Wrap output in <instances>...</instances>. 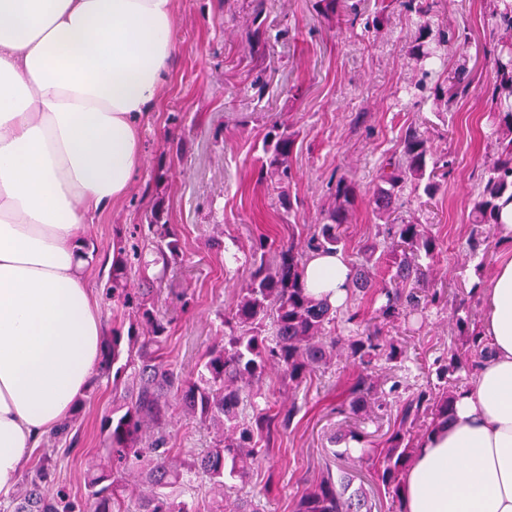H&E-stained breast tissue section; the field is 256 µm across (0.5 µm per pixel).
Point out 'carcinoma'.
Listing matches in <instances>:
<instances>
[{
  "label": "carcinoma",
  "mask_w": 512,
  "mask_h": 512,
  "mask_svg": "<svg viewBox=\"0 0 512 512\" xmlns=\"http://www.w3.org/2000/svg\"><path fill=\"white\" fill-rule=\"evenodd\" d=\"M487 19L496 36L492 54L493 78L484 89L490 100V119L496 132V151L485 163L471 209L472 254L483 242L485 227L501 232L504 210L512 205V0H490ZM440 0H381L377 24L395 12L415 15L416 29L407 53L416 60L406 92L412 104H431L442 114L467 96L473 82L466 62L448 65V51L468 42L467 32L432 27L439 16ZM295 134L274 123L263 137L262 161L257 181L286 185L292 178L291 157ZM449 161L435 157L429 139L408 125L398 149L384 159L380 185L373 197L374 211L389 219L405 189L423 190L433 197L439 178L449 174ZM331 203L321 220L309 228V237L289 240L274 260L267 258L268 239H256L249 251L250 274L235 307L224 314V336L206 352L196 372L185 375L165 359L162 350L169 321L155 305L154 277L181 261L182 245L166 219L164 197L158 195L140 228L139 242L117 246V255L105 288V300L127 310V336L114 331L104 338L98 375L112 381V391L122 394V405L103 421L105 463L87 475L86 492L78 497L55 480L53 449H43L31 477L0 512H199V485L203 480L219 499L210 512H262L260 503L244 498L229 501L225 477L245 482L265 449L259 447L276 416L271 407L253 404L252 415L242 414L243 400H253L269 370L283 382L298 387L308 375L327 369L344 354L367 367L374 360L398 363L404 350L388 339L384 329L415 314L424 315L448 306L442 288L423 287L430 265L440 251L438 238L417 221L391 223L387 252L371 246L354 272L346 304L374 286L373 270L388 261V282L375 290L382 303L379 322L336 333L339 309L310 295L304 287V268L310 253L335 252L343 243L356 197V181L346 175L331 178ZM453 343L434 358L435 379L416 388L400 404L396 424L382 443L361 449L358 461L368 467L393 508L404 512L402 487L412 466L419 441L454 416V404L464 380L477 371L489 347L481 338L477 315L461 300L454 309ZM351 414L370 416L386 404L380 384L366 371L359 372L344 391ZM181 409L202 426H218L214 445L182 458L168 447L175 410ZM294 512H374V505L351 479L333 474L325 466L320 479L301 493Z\"/></svg>",
  "instance_id": "1"
}]
</instances>
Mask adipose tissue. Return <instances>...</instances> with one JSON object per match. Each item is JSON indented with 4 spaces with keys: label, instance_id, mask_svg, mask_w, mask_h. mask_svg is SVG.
<instances>
[{
    "label": "adipose tissue",
    "instance_id": "ef3b65f1",
    "mask_svg": "<svg viewBox=\"0 0 512 512\" xmlns=\"http://www.w3.org/2000/svg\"><path fill=\"white\" fill-rule=\"evenodd\" d=\"M174 0H0V499L88 389L104 336L82 228L129 193L176 50ZM342 252L305 286L344 304ZM490 354L419 444L406 512H512V257L482 293Z\"/></svg>",
    "mask_w": 512,
    "mask_h": 512
}]
</instances>
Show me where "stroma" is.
Here are the masks:
<instances>
[{
  "instance_id": "1",
  "label": "stroma",
  "mask_w": 512,
  "mask_h": 512,
  "mask_svg": "<svg viewBox=\"0 0 512 512\" xmlns=\"http://www.w3.org/2000/svg\"><path fill=\"white\" fill-rule=\"evenodd\" d=\"M314 3L264 0L268 42L259 58L247 40L254 0H174L177 50L143 133L144 165L128 196L83 229L96 249L86 272L100 291L118 233L143 223L154 173L165 165L167 218L180 235L184 256L169 271L156 304L171 321L164 354L183 372L196 371L218 340L217 313L235 306L249 275L246 257L254 240L263 234L282 245L293 224L317 223L333 173H352L358 184L352 221L344 227L350 265L359 264L366 247L382 244L387 226L371 203L376 175L409 123L419 126L436 154L452 162L431 203L407 191L397 211L438 237L441 252L433 269L449 284L451 300L467 297L476 278H491L512 252L493 235L482 262L470 257L469 213L495 144L485 95L470 93L443 117L428 108L416 110L404 91L415 67L406 53L410 23L394 15L380 30L369 29L373 10L364 0H346L347 11L329 23ZM487 10L485 0L441 2L442 20L470 32L468 53L477 60L482 83L491 77L485 58L491 47ZM259 78L267 84L260 97L253 90ZM276 122L297 135L289 212L270 185L256 181L263 135ZM452 315L449 308L431 311L388 330V338L401 343L406 354L400 364L372 362L369 370L382 389L397 382L407 391L425 382L428 366L451 341ZM357 371L342 356L293 391L277 372L267 375L258 402L271 405L279 420L264 442L268 455L241 484V494L260 499L265 512H293L304 488L320 478L334 439L348 440L358 430L375 436L386 431L388 414L363 421L340 410L342 392ZM117 403L111 383L96 378L69 415L70 440L59 444L53 459L72 493H84L89 467L103 451L102 419ZM293 405L299 411L292 416ZM271 474L278 487L268 493L264 485Z\"/></svg>"
}]
</instances>
